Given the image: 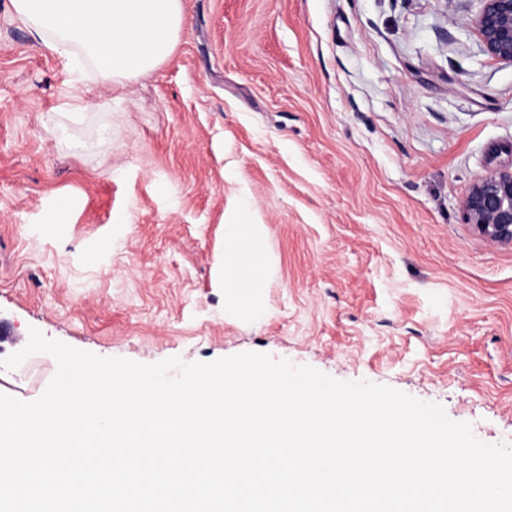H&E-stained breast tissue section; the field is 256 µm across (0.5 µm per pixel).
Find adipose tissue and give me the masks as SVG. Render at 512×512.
<instances>
[{"mask_svg": "<svg viewBox=\"0 0 512 512\" xmlns=\"http://www.w3.org/2000/svg\"><path fill=\"white\" fill-rule=\"evenodd\" d=\"M12 5L38 45L71 64L72 91L63 106L71 120L96 108L87 79L119 88L147 75L169 59L184 22L182 0H12ZM265 239V225L250 212L224 225V302L245 323L266 313L273 264Z\"/></svg>", "mask_w": 512, "mask_h": 512, "instance_id": "ef3b65f1", "label": "adipose tissue"}]
</instances>
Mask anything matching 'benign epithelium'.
<instances>
[{
  "label": "benign epithelium",
  "mask_w": 512,
  "mask_h": 512,
  "mask_svg": "<svg viewBox=\"0 0 512 512\" xmlns=\"http://www.w3.org/2000/svg\"><path fill=\"white\" fill-rule=\"evenodd\" d=\"M472 22L483 51L512 65V0H480ZM464 218L498 244L512 245V167L491 171L472 184L463 203Z\"/></svg>",
  "instance_id": "benign-epithelium-1"
}]
</instances>
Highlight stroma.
Listing matches in <instances>:
<instances>
[{
  "mask_svg": "<svg viewBox=\"0 0 512 512\" xmlns=\"http://www.w3.org/2000/svg\"><path fill=\"white\" fill-rule=\"evenodd\" d=\"M182 2L171 58L70 124L65 60L0 0V359L33 327L140 363L264 352L512 444V245L463 215L512 165V66L474 36L479 0ZM244 195L274 258L251 325L219 282ZM35 360L0 366V393L39 398L56 362Z\"/></svg>",
  "mask_w": 512,
  "mask_h": 512,
  "instance_id": "obj_1",
  "label": "stroma"
}]
</instances>
